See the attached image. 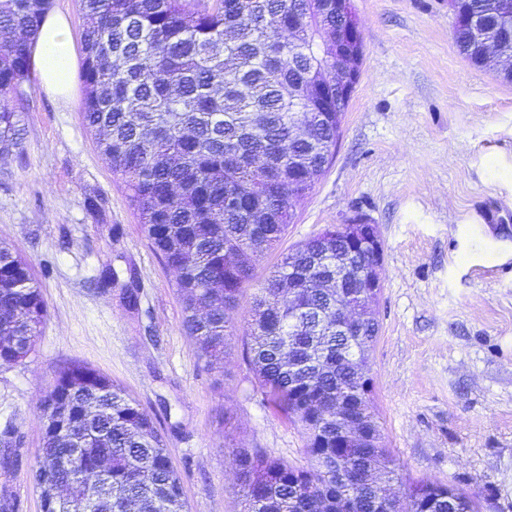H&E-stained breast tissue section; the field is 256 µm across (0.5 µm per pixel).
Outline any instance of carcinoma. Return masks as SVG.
I'll return each mask as SVG.
<instances>
[{
	"instance_id": "1",
	"label": "carcinoma",
	"mask_w": 512,
	"mask_h": 512,
	"mask_svg": "<svg viewBox=\"0 0 512 512\" xmlns=\"http://www.w3.org/2000/svg\"><path fill=\"white\" fill-rule=\"evenodd\" d=\"M308 0H80L81 79L86 126L120 174L151 246L179 273L184 327L208 366L224 365L229 312L253 280L251 259L272 250L291 223L293 203L312 188L333 156L348 103L331 90L325 119L300 90L309 69H325V35L336 9ZM488 20L474 33L455 22L454 38L475 65L495 57L512 80V10L504 0H450ZM51 0H0V156L21 144L22 111L32 74V37ZM295 25L290 38L280 39ZM15 102L11 106L8 101ZM312 127L307 141L289 131ZM336 240V225L284 254L254 295L244 329V359L257 392L307 434L299 466L261 448H232L244 512H372L375 495L404 512H448V488L417 481L403 489L388 449L362 448L345 467L336 496V419L362 404L363 424L381 435L371 396L355 373L336 368L331 330L336 289L316 283L312 259L325 252L365 254ZM46 307L28 262L0 245V362L33 350ZM41 455L32 482L49 512H185L180 476L154 420L123 388L95 370L63 369L47 392Z\"/></svg>"
}]
</instances>
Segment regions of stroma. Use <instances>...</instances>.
<instances>
[{"instance_id": "35a3bbf8", "label": "stroma", "mask_w": 512, "mask_h": 512, "mask_svg": "<svg viewBox=\"0 0 512 512\" xmlns=\"http://www.w3.org/2000/svg\"><path fill=\"white\" fill-rule=\"evenodd\" d=\"M363 40L339 146L275 250L361 215L384 245L370 357L382 443L403 479L512 512V82L457 48L448 0H351ZM28 91L21 146L0 158V243L31 265L47 308L38 342L0 366V512H42L30 478L40 402L90 367L152 416L189 512H242L232 446L301 465L305 431L264 404L242 357L254 293L230 313L223 370L183 326L177 274L152 250L122 177L80 110ZM139 295L129 306L128 288Z\"/></svg>"}]
</instances>
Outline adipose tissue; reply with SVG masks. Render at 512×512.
<instances>
[{
	"label": "adipose tissue",
	"instance_id": "1",
	"mask_svg": "<svg viewBox=\"0 0 512 512\" xmlns=\"http://www.w3.org/2000/svg\"><path fill=\"white\" fill-rule=\"evenodd\" d=\"M33 61L38 82L45 92L65 98L75 77V54L64 17L47 16L34 43Z\"/></svg>",
	"mask_w": 512,
	"mask_h": 512
}]
</instances>
